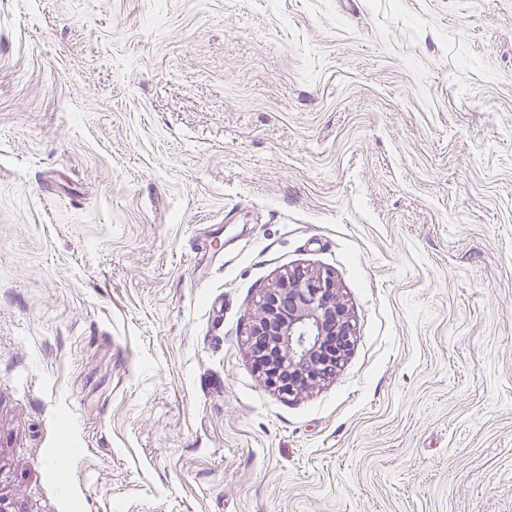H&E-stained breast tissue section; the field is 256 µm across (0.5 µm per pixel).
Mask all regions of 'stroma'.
I'll return each mask as SVG.
<instances>
[{
    "label": "stroma",
    "mask_w": 512,
    "mask_h": 512,
    "mask_svg": "<svg viewBox=\"0 0 512 512\" xmlns=\"http://www.w3.org/2000/svg\"><path fill=\"white\" fill-rule=\"evenodd\" d=\"M0 512H512V0H0ZM251 319L256 367L266 384L289 397L334 377L354 335L333 274L304 267L267 288Z\"/></svg>",
    "instance_id": "obj_1"
}]
</instances>
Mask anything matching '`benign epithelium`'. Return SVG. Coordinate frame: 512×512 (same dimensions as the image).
Instances as JSON below:
<instances>
[{"instance_id": "7a95c632", "label": "benign epithelium", "mask_w": 512, "mask_h": 512, "mask_svg": "<svg viewBox=\"0 0 512 512\" xmlns=\"http://www.w3.org/2000/svg\"><path fill=\"white\" fill-rule=\"evenodd\" d=\"M251 319L256 367L266 384L290 397L334 377L354 335L333 274L304 267L266 289Z\"/></svg>"}]
</instances>
